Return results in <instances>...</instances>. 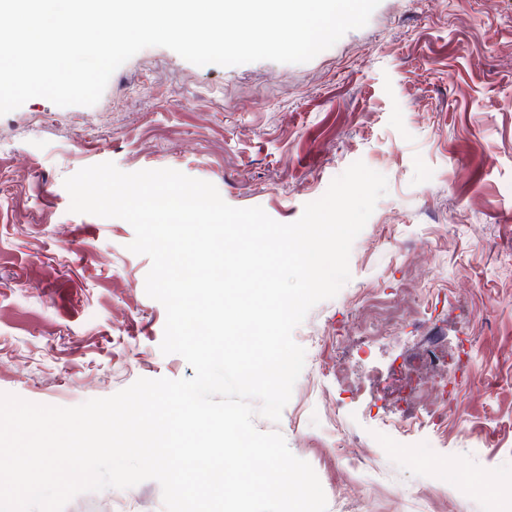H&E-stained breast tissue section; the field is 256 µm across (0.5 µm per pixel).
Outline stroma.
<instances>
[{"label": "stroma", "instance_id": "35a3bbf8", "mask_svg": "<svg viewBox=\"0 0 512 512\" xmlns=\"http://www.w3.org/2000/svg\"><path fill=\"white\" fill-rule=\"evenodd\" d=\"M363 161L386 176L351 278L293 331L305 367L278 431L322 485L327 512H489L512 475V0H381L368 24L302 64H191L149 47L92 106L36 97L0 116V393L73 407L193 368L160 351L132 226L70 210L66 177L110 161L172 168L234 207L300 218ZM390 328L367 355L358 323ZM448 348V418L432 453L381 434L426 417L390 393L418 337ZM373 379L347 393L329 367ZM364 446L372 465L341 453ZM64 512H165L145 481L74 497Z\"/></svg>", "mask_w": 512, "mask_h": 512}]
</instances>
